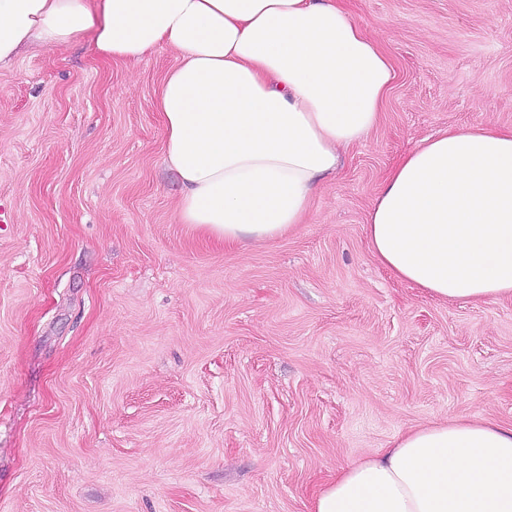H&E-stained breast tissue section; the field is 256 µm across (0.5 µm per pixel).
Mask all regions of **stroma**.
<instances>
[{"label": "stroma", "mask_w": 512, "mask_h": 512, "mask_svg": "<svg viewBox=\"0 0 512 512\" xmlns=\"http://www.w3.org/2000/svg\"><path fill=\"white\" fill-rule=\"evenodd\" d=\"M396 78L304 224H181L166 46L0 70V512H311L342 467L453 418L512 425V297L445 301L373 256L408 152L512 127V0H349Z\"/></svg>", "instance_id": "obj_1"}]
</instances>
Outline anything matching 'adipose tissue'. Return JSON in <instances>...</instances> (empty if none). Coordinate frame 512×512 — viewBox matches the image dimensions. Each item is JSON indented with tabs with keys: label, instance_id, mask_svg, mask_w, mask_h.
Listing matches in <instances>:
<instances>
[{
	"label": "adipose tissue",
	"instance_id": "ef3b65f1",
	"mask_svg": "<svg viewBox=\"0 0 512 512\" xmlns=\"http://www.w3.org/2000/svg\"><path fill=\"white\" fill-rule=\"evenodd\" d=\"M85 36L114 62L178 51L155 108L179 221L228 247L303 223L395 78L344 0H0V69ZM368 236L434 297L512 295V128L425 139L387 175ZM312 512H512V426L454 418L403 434L339 471Z\"/></svg>",
	"mask_w": 512,
	"mask_h": 512
}]
</instances>
